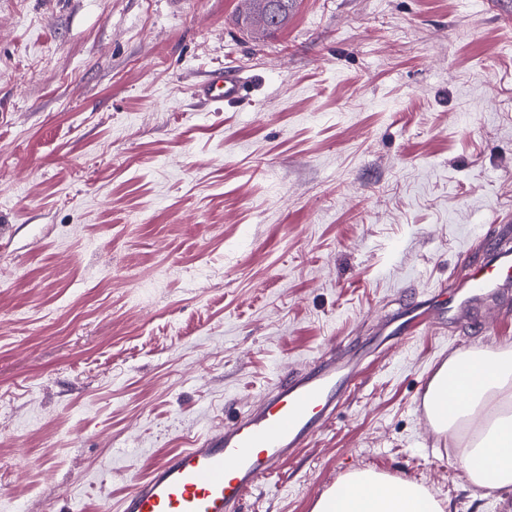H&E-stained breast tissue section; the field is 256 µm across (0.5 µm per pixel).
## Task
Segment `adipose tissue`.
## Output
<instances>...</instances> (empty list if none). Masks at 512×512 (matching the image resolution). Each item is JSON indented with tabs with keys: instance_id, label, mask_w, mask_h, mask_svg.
Wrapping results in <instances>:
<instances>
[{
	"instance_id": "obj_1",
	"label": "adipose tissue",
	"mask_w": 512,
	"mask_h": 512,
	"mask_svg": "<svg viewBox=\"0 0 512 512\" xmlns=\"http://www.w3.org/2000/svg\"><path fill=\"white\" fill-rule=\"evenodd\" d=\"M424 407L473 485L512 489V352H462L432 377ZM313 512H447L424 486L372 470L346 475Z\"/></svg>"
}]
</instances>
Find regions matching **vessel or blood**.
<instances>
[{
    "instance_id": "obj_1",
    "label": "vessel or blood",
    "mask_w": 512,
    "mask_h": 512,
    "mask_svg": "<svg viewBox=\"0 0 512 512\" xmlns=\"http://www.w3.org/2000/svg\"><path fill=\"white\" fill-rule=\"evenodd\" d=\"M246 85L240 74L217 69L196 94L206 103L234 104ZM463 286L468 299L456 308L458 320L467 316L472 300L512 288V251L470 264ZM434 321L429 310L411 306L391 324L394 333L407 337ZM354 383V366L347 361L324 360L308 371L285 374L246 416L163 456L146 478L135 482L121 512H239L249 491L327 425Z\"/></svg>"
}]
</instances>
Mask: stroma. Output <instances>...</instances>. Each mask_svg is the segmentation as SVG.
<instances>
[{"label":"stroma","instance_id":"obj_1","mask_svg":"<svg viewBox=\"0 0 512 512\" xmlns=\"http://www.w3.org/2000/svg\"><path fill=\"white\" fill-rule=\"evenodd\" d=\"M243 7L0 0V512H114L323 358L355 387L242 512L361 469L512 512L423 408L454 353L512 350V288L380 343L512 225V0H296L271 36ZM226 66L245 98L200 103Z\"/></svg>","mask_w":512,"mask_h":512}]
</instances>
